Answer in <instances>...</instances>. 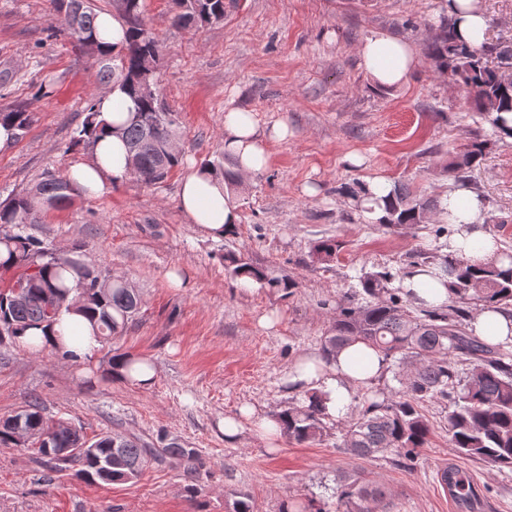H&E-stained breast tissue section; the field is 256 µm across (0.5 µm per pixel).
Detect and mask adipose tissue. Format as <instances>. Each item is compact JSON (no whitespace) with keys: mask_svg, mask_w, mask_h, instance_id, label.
Instances as JSON below:
<instances>
[{"mask_svg":"<svg viewBox=\"0 0 512 512\" xmlns=\"http://www.w3.org/2000/svg\"><path fill=\"white\" fill-rule=\"evenodd\" d=\"M445 6L457 39L471 45L480 44L488 22L478 0H445ZM358 54L374 85L382 89L401 86L417 64L413 44L385 34L367 37L359 46ZM287 137V124L278 123L263 132L250 112L231 108L224 115V153L233 160L237 175H252L264 168L268 161L267 141ZM66 176L93 194L102 193L108 186L123 184L130 174L122 139L115 134L103 138L96 144L92 160L70 166ZM179 200L182 210L213 235H223L239 222V213L223 182L203 170H194L183 179ZM445 201L452 227L448 256L476 265L497 262L499 247L486 228L482 198L468 185L461 184L448 193ZM401 285L410 291L415 303L431 307L448 303L449 289L435 278L433 268L411 271L403 277ZM46 341L75 351L81 359L91 356L99 347L95 329L76 314L63 315L60 325L55 326ZM383 369L384 363L375 350L354 343L336 351L330 361L312 359L297 364L288 381L297 389H317L325 393L328 397L326 412L333 417L345 411L355 387L375 381Z\"/></svg>","mask_w":512,"mask_h":512,"instance_id":"obj_1","label":"adipose tissue"}]
</instances>
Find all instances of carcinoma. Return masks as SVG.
Returning <instances> with one entry per match:
<instances>
[{
  "instance_id": "carcinoma-1",
  "label": "carcinoma",
  "mask_w": 512,
  "mask_h": 512,
  "mask_svg": "<svg viewBox=\"0 0 512 512\" xmlns=\"http://www.w3.org/2000/svg\"><path fill=\"white\" fill-rule=\"evenodd\" d=\"M143 0H124L121 11L130 31L124 48L98 53L95 80L120 83L135 103L134 112L118 129L128 153H137L143 166L141 182L153 185L163 180L181 162L180 154L166 149L167 140L178 136L179 122L161 97L142 92L141 59L159 54L157 37L146 28L142 18ZM70 0H52L54 32H62L71 42L82 46L85 38L95 39L97 13L87 7L78 22H73L65 5ZM174 25L202 27L224 21V0H175ZM434 36L430 57L438 73L464 86L473 108L487 116L493 134L500 136L503 114L512 113V81L504 78L501 66H512V48L483 43L478 47L454 41L446 23L432 26ZM495 57L492 62L489 57ZM96 100L90 98L85 118L70 147H94L97 134L104 130L97 120ZM34 113L18 105L0 109V123L17 130L21 139L34 122ZM489 140L476 135L463 150L448 159L446 171L457 182H468L471 173L486 156ZM205 170L222 178L225 185L236 182V174L223 163H207ZM79 188L62 174H49L33 188L0 203V235L7 238L0 261L1 272H11L10 281L0 286V344L17 343L26 331L50 328L64 312L72 311L97 324L100 339H111L139 314L142 299L136 288L122 278L112 280L108 291L91 287L98 277H110L106 269L88 265L82 259L81 246L64 255L54 253L52 242L31 232L41 223L40 214L30 212L36 196L54 208L70 204ZM383 215L375 223L390 230L416 229L428 218L443 212V202L410 192L403 185L393 187L385 198ZM341 243L334 238L313 245L311 256L319 262L331 261ZM442 245L421 252L424 264L432 266L440 277L451 278V304L408 307L410 298L401 288L392 287L391 271L366 272L358 284L343 296L336 317L324 336L323 350L331 356L337 349L356 341L374 348L385 361L398 367L400 388L391 398L367 399L359 415L341 427V446L362 457L390 453L398 464L408 467L425 447L430 425L419 405L431 399L448 400V437L460 455L512 469V354L501 351L471 334L470 312L464 303L503 311L512 307V250L501 251V260L509 267L471 266L450 260L441 253ZM224 263L236 279L251 278L262 289L289 291L297 284L286 275L276 276L250 259L233 251L224 254ZM22 418L31 432L25 448L32 450L49 471L77 465V476L89 483L111 484L132 481L153 463L175 459L194 475L203 463L193 448L171 441L158 448L133 436L102 433L87 437L83 428L71 421L44 415L40 402L27 401L13 415L0 420V447L15 448L14 428L10 421ZM282 433L297 443L323 436L327 414L322 394L310 391L306 402L278 413ZM462 512H472L475 495L466 475L454 468L442 472ZM385 497L382 489L359 476L344 478L336 490L338 512H375Z\"/></svg>"
}]
</instances>
